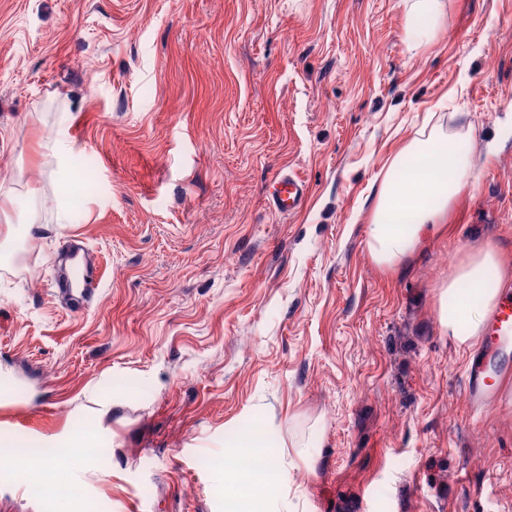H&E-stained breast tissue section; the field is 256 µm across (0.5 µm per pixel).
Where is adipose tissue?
<instances>
[{
    "label": "adipose tissue",
    "instance_id": "ef3b65f1",
    "mask_svg": "<svg viewBox=\"0 0 512 512\" xmlns=\"http://www.w3.org/2000/svg\"><path fill=\"white\" fill-rule=\"evenodd\" d=\"M458 139V134L436 125L391 156L385 176L373 189L367 231V248L378 266L390 268L409 258L427 232L447 223L470 173ZM506 266L500 251L489 246L474 252L443 287L438 322L459 345L480 335L484 315L498 299ZM254 457L263 460V469L241 467V460ZM285 480L277 450L264 446L257 435L239 439L224 455V512H248L252 505L275 512L265 491Z\"/></svg>",
    "mask_w": 512,
    "mask_h": 512
}]
</instances>
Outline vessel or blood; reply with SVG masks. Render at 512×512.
I'll return each mask as SVG.
<instances>
[{"instance_id":"vessel-or-blood-1","label":"vessel or blood","mask_w":512,"mask_h":512,"mask_svg":"<svg viewBox=\"0 0 512 512\" xmlns=\"http://www.w3.org/2000/svg\"><path fill=\"white\" fill-rule=\"evenodd\" d=\"M308 184L301 177L284 173L267 188L273 208L281 213L299 210L307 197ZM68 259H82L85 275L80 287H73L68 273H60L55 280L56 295L65 299L73 312L85 311L100 292L101 281L92 268L93 259L78 240H70ZM512 344V290L504 291L497 305L490 311L486 322V337L477 352L466 363L465 381L468 401L480 411L494 402L499 395L497 378L512 374V363L497 361L496 355Z\"/></svg>"}]
</instances>
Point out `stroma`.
I'll list each match as a JSON object with an SVG mask.
<instances>
[{"mask_svg":"<svg viewBox=\"0 0 512 512\" xmlns=\"http://www.w3.org/2000/svg\"><path fill=\"white\" fill-rule=\"evenodd\" d=\"M446 3L414 49L408 0H0V442L90 433L68 481L96 512H224L202 460L257 430L288 512H512V379L473 411L437 317L472 251L512 256V0ZM428 121L470 177L384 269L368 199ZM57 138L91 169L61 181ZM74 234L104 284L80 314L53 288ZM57 506L0 475V512ZM308 184L301 177L283 173L267 188V196L273 208L281 213L292 214L299 210L307 197Z\"/></svg>","mask_w":512,"mask_h":512,"instance_id":"35a3bbf8","label":"stroma"}]
</instances>
